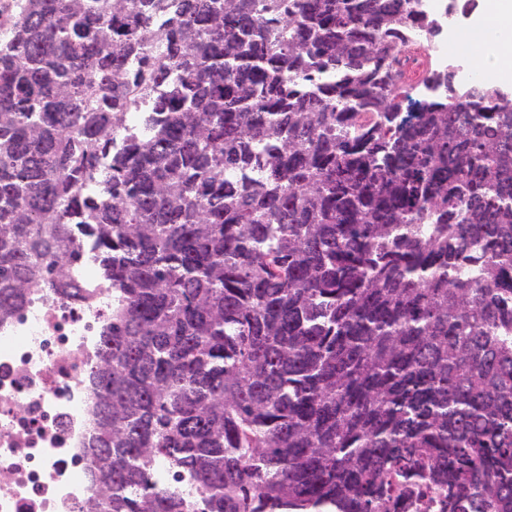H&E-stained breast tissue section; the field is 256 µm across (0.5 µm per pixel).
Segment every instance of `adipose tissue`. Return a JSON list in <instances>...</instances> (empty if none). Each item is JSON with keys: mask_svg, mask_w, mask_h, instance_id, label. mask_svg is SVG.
Returning a JSON list of instances; mask_svg holds the SVG:
<instances>
[{"mask_svg": "<svg viewBox=\"0 0 512 512\" xmlns=\"http://www.w3.org/2000/svg\"><path fill=\"white\" fill-rule=\"evenodd\" d=\"M496 24L503 38L495 49L492 58L475 56L477 66L492 63L494 78L498 81H512V0H486L483 14L461 34L462 40L470 46L480 44L483 31L489 24Z\"/></svg>", "mask_w": 512, "mask_h": 512, "instance_id": "adipose-tissue-1", "label": "adipose tissue"}]
</instances>
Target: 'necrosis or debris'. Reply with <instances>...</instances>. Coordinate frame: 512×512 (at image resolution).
I'll return each mask as SVG.
<instances>
[{"mask_svg":"<svg viewBox=\"0 0 512 512\" xmlns=\"http://www.w3.org/2000/svg\"><path fill=\"white\" fill-rule=\"evenodd\" d=\"M403 46L392 60L402 73L407 54L424 55V71L409 89L435 95L434 77L447 71L448 35L457 25L447 0H415ZM437 22L426 34L420 18ZM80 298L45 286L0 321V512H87L97 492L90 479L87 442L93 430L89 367L112 307V290L99 281L92 260L71 271Z\"/></svg>","mask_w":512,"mask_h":512,"instance_id":"obj_1","label":"necrosis or debris"}]
</instances>
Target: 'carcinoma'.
Returning <instances> with one entry per match:
<instances>
[{
	"label": "carcinoma",
	"mask_w": 512,
	"mask_h": 512,
	"mask_svg": "<svg viewBox=\"0 0 512 512\" xmlns=\"http://www.w3.org/2000/svg\"><path fill=\"white\" fill-rule=\"evenodd\" d=\"M414 16L6 8L0 319L68 282L74 226L112 285L91 512H191L160 462L197 512H377L424 481L443 512H512V95L450 68L407 97L388 58Z\"/></svg>",
	"instance_id": "1"
}]
</instances>
